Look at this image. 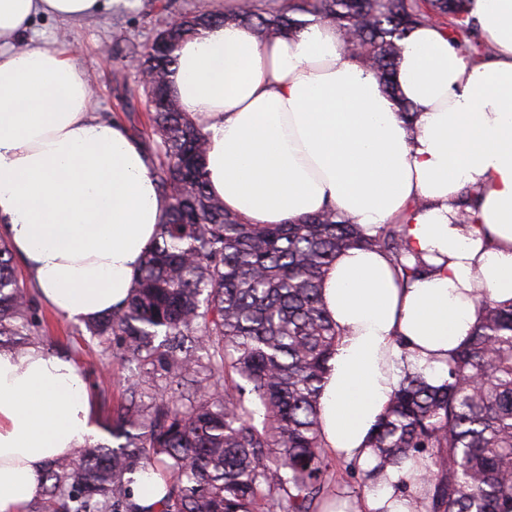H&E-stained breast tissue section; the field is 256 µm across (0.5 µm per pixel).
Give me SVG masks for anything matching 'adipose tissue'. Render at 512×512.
<instances>
[{
	"label": "adipose tissue",
	"instance_id": "obj_1",
	"mask_svg": "<svg viewBox=\"0 0 512 512\" xmlns=\"http://www.w3.org/2000/svg\"><path fill=\"white\" fill-rule=\"evenodd\" d=\"M129 0H0V238L41 298L74 324L123 306L164 223L153 160L93 110L89 81L49 46H24L36 16L78 20ZM494 45L468 63L441 24L402 42L399 97L349 58L335 25L259 38L228 22L186 39L170 87L208 138L205 174L225 210L281 224L325 209L369 232L403 224L431 266L400 286L374 250L337 254L321 290L340 329L321 397L325 448L364 471L368 446L405 372L433 383L482 316L512 298V0H469ZM415 110L408 131L398 102ZM477 204L455 223L462 193ZM102 436L70 360L0 351V512H25L52 460ZM412 462L388 469L357 512H406Z\"/></svg>",
	"mask_w": 512,
	"mask_h": 512
}]
</instances>
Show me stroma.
Returning a JSON list of instances; mask_svg holds the SVG:
<instances>
[{
    "label": "stroma",
    "instance_id": "1",
    "mask_svg": "<svg viewBox=\"0 0 512 512\" xmlns=\"http://www.w3.org/2000/svg\"><path fill=\"white\" fill-rule=\"evenodd\" d=\"M233 0H135L133 7L74 21L38 17L29 32L34 43L46 44L70 56L88 75L94 110L104 119L128 124L144 117L145 94L136 53L143 50L175 17L200 11H230ZM38 312L49 325L53 354L71 358L92 389L100 426H107L121 397L122 366L102 357L97 342L56 314L46 303Z\"/></svg>",
    "mask_w": 512,
    "mask_h": 512
}]
</instances>
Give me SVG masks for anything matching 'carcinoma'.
Listing matches in <instances>:
<instances>
[{"label": "carcinoma", "mask_w": 512, "mask_h": 512, "mask_svg": "<svg viewBox=\"0 0 512 512\" xmlns=\"http://www.w3.org/2000/svg\"><path fill=\"white\" fill-rule=\"evenodd\" d=\"M311 15L336 25L346 50L382 91L394 81L408 32L442 20L469 62L492 48L476 34L467 0H292L276 10L239 0L234 11L183 16L176 41L213 24H250L260 38L295 35ZM141 70L166 222L134 273L119 309L85 324L102 355L128 366L129 400L113 411L110 443L59 458L41 475L28 512H322L340 466L320 432L323 381L341 331L320 292L336 254L385 253L402 284L427 270L408 260L405 225L368 234L332 210L293 224H247L207 187V136L170 98L177 54L144 49ZM37 303L20 284L10 245L0 241V349L23 353L41 335ZM373 484L387 468L420 462L405 488L410 512H512V299L483 303L481 321L448 360V378L408 372L370 442ZM152 468L166 492L141 508L131 498Z\"/></svg>", "instance_id": "obj_1"}]
</instances>
